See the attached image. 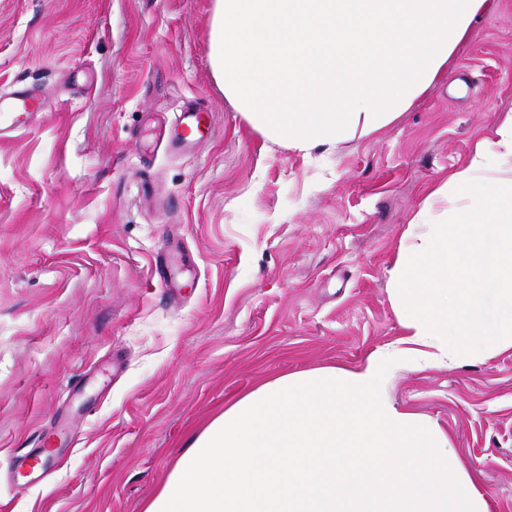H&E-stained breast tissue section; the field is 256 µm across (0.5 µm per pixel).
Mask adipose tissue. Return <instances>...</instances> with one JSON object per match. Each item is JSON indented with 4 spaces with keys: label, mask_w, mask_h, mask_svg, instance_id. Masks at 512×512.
<instances>
[{
    "label": "adipose tissue",
    "mask_w": 512,
    "mask_h": 512,
    "mask_svg": "<svg viewBox=\"0 0 512 512\" xmlns=\"http://www.w3.org/2000/svg\"><path fill=\"white\" fill-rule=\"evenodd\" d=\"M512 114L431 187L390 269L402 330L352 368L266 382L199 433L146 512H489L441 431L387 394L392 367L512 349ZM446 221L426 224L438 201Z\"/></svg>",
    "instance_id": "ef3b65f1"
}]
</instances>
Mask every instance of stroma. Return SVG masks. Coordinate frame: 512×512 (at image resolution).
Here are the masks:
<instances>
[{"label": "stroma", "mask_w": 512, "mask_h": 512, "mask_svg": "<svg viewBox=\"0 0 512 512\" xmlns=\"http://www.w3.org/2000/svg\"><path fill=\"white\" fill-rule=\"evenodd\" d=\"M215 0H0V512H145L189 438L277 377L400 336L389 270L427 188L512 111V0H487L374 135L268 141L211 66ZM209 140L165 148L178 112ZM512 512V350L389 378ZM49 438L42 481L12 469ZM44 105L41 91L35 88H17L7 96L0 97V133L22 129L26 120L40 112Z\"/></svg>", "instance_id": "stroma-1"}]
</instances>
